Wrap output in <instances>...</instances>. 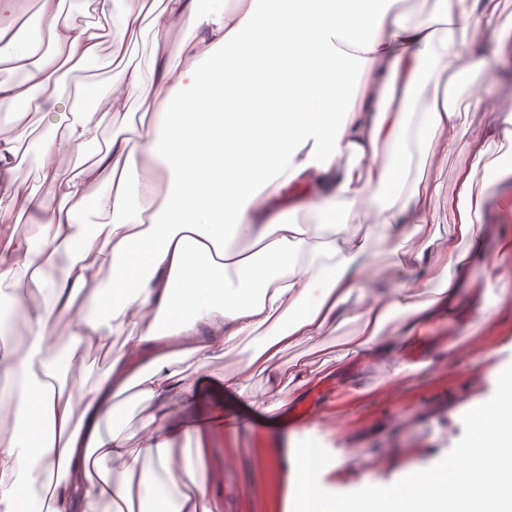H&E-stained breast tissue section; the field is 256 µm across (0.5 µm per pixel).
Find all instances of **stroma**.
Segmentation results:
<instances>
[{
  "label": "stroma",
  "mask_w": 512,
  "mask_h": 512,
  "mask_svg": "<svg viewBox=\"0 0 512 512\" xmlns=\"http://www.w3.org/2000/svg\"><path fill=\"white\" fill-rule=\"evenodd\" d=\"M113 68L105 54L73 78L75 86L90 87L87 102L101 113L109 109L106 89ZM49 134L48 123L32 116L28 146L17 170L20 192L41 201L47 194L38 173L42 144ZM468 334L464 324L446 330L433 328L411 348L405 364L415 366L435 357L450 340L458 344L456 359L442 370L414 371L386 397L380 391L388 384V369L381 364L354 367L350 375L326 380L304 393L284 384L282 397L289 407L311 404L318 430H286L281 416L276 415L254 418L252 430L214 436L205 464L224 472L220 512H283L286 488L279 469L260 471L257 461L276 458L284 448L311 437L330 454L346 455L343 468L320 477L323 489L334 494L350 493L369 483L388 486L403 478L408 467L425 469L438 463L461 439L463 414L493 393V368L512 362V307L501 309L480 329L476 339H469ZM232 359H214L198 378L193 400L174 401L180 422L199 424L218 410L246 414L250 411L249 398L265 396L267 383L262 373L248 382L244 392L224 388V369ZM358 377L371 386V393L357 397L346 393L350 379ZM387 448L400 449L396 464L386 470L375 469L374 456Z\"/></svg>",
  "instance_id": "35a3bbf8"
}]
</instances>
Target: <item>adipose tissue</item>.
<instances>
[{
    "label": "adipose tissue",
    "instance_id": "ef3b65f1",
    "mask_svg": "<svg viewBox=\"0 0 512 512\" xmlns=\"http://www.w3.org/2000/svg\"><path fill=\"white\" fill-rule=\"evenodd\" d=\"M18 0H0V63L21 73L0 81L13 103L15 131L0 137V202H22L37 217L40 247L30 251L0 227V250L32 273L22 303L24 351L9 358L16 382L0 398L12 427L0 437V512H30L46 491L47 512H218L224 473L200 469L209 432L178 448L171 403L188 396L211 361L256 337L252 352L225 371L228 390L266 374L269 395L253 401L273 415L278 361L288 349L321 346L336 322L355 326L337 360L389 368L399 385L403 351L436 323L464 313L488 323L493 306L469 271L512 241L482 224L479 173L496 171L492 145L512 146V107L464 126L456 94L467 70L493 68L512 53V26L494 50L483 38L503 0H442L441 14L406 0H87L115 33L111 53L153 32L152 69L113 72L112 114L138 102L141 132L115 131L82 166L73 160L99 136L104 118L82 94L64 95L65 75L98 60L90 25L40 0L52 51L13 29ZM177 64H170L172 44ZM466 58V68L455 59ZM452 64L440 68V59ZM359 75L344 97L350 71ZM48 119L40 180L46 206L16 189L17 144L31 115ZM443 166L460 163L448 197V242L433 249L429 203L440 188H405L414 152ZM306 209L315 226L274 216ZM380 225L379 235L345 236L348 221ZM252 241V253L221 261L226 236ZM394 239L382 276L370 275L375 239ZM65 254L60 273L43 266ZM111 275H104V264ZM124 336L104 375L85 386L80 352ZM187 368L172 369L173 361ZM142 414L137 444L116 431L130 403ZM124 476H110L114 460Z\"/></svg>",
    "mask_w": 512,
    "mask_h": 512
}]
</instances>
